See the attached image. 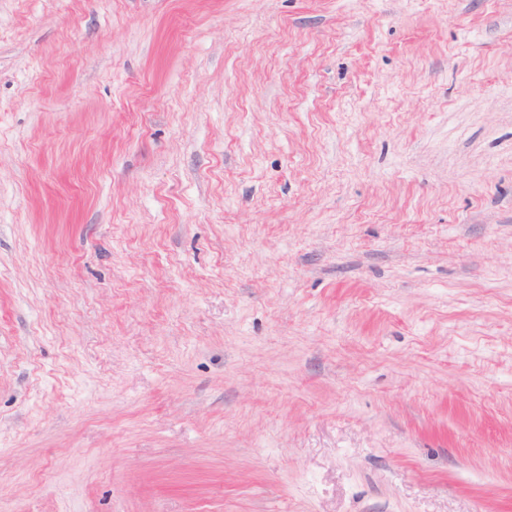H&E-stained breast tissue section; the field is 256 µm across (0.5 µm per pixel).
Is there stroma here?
<instances>
[{
  "mask_svg": "<svg viewBox=\"0 0 512 512\" xmlns=\"http://www.w3.org/2000/svg\"><path fill=\"white\" fill-rule=\"evenodd\" d=\"M0 512H512V0H0Z\"/></svg>",
  "mask_w": 512,
  "mask_h": 512,
  "instance_id": "stroma-1",
  "label": "stroma"
}]
</instances>
